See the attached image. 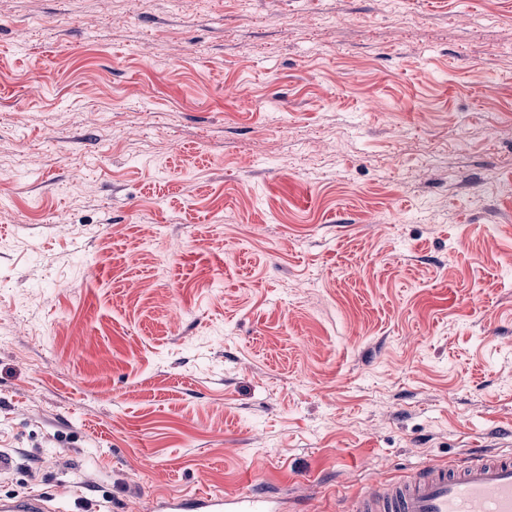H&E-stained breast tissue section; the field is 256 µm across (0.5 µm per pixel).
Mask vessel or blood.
Here are the masks:
<instances>
[{
	"label": "vessel or blood",
	"instance_id": "vessel-or-blood-1",
	"mask_svg": "<svg viewBox=\"0 0 512 512\" xmlns=\"http://www.w3.org/2000/svg\"><path fill=\"white\" fill-rule=\"evenodd\" d=\"M159 512H279L268 491L164 498ZM345 512H512V451L473 444L464 463L424 465L404 478L379 481L344 501ZM0 512H44L32 495L0 500Z\"/></svg>",
	"mask_w": 512,
	"mask_h": 512
}]
</instances>
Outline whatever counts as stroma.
<instances>
[{
  "label": "stroma",
  "instance_id": "1",
  "mask_svg": "<svg viewBox=\"0 0 512 512\" xmlns=\"http://www.w3.org/2000/svg\"><path fill=\"white\" fill-rule=\"evenodd\" d=\"M512 441V0H0V498L336 512ZM160 512H279L278 502L266 490L248 489L233 495L207 494L188 498H163Z\"/></svg>",
  "mask_w": 512,
  "mask_h": 512
}]
</instances>
